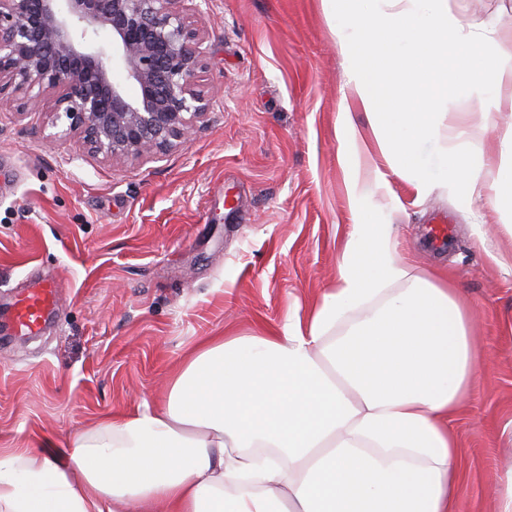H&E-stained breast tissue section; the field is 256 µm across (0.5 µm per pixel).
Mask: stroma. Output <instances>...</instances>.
Segmentation results:
<instances>
[{"instance_id":"1","label":"stroma","mask_w":512,"mask_h":512,"mask_svg":"<svg viewBox=\"0 0 512 512\" xmlns=\"http://www.w3.org/2000/svg\"><path fill=\"white\" fill-rule=\"evenodd\" d=\"M207 33L205 127L176 150L105 163L54 138L49 112L0 103V310L21 283L53 280L61 306L36 336L0 338V448L65 441L162 390L169 367L207 336L305 314L336 282L349 205L336 138L347 68L322 0H195ZM480 33L512 35V0H449ZM477 100L447 104L492 169H512V104L485 124ZM388 173L364 203L395 227L415 274L466 299L480 364L455 419L462 512H494L512 471V215L419 196ZM448 215L454 235L427 230Z\"/></svg>"}]
</instances>
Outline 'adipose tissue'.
I'll return each mask as SVG.
<instances>
[{
  "mask_svg": "<svg viewBox=\"0 0 512 512\" xmlns=\"http://www.w3.org/2000/svg\"><path fill=\"white\" fill-rule=\"evenodd\" d=\"M322 3L348 65L336 130L351 206L376 149L377 179L410 172L420 194L444 180L462 204L511 212L439 107L512 90V37L473 31L448 0ZM392 232L351 225L336 285L305 317L199 340L161 400L0 452V512H462L450 421L476 375L471 319L445 277L412 274Z\"/></svg>",
  "mask_w": 512,
  "mask_h": 512,
  "instance_id": "obj_1",
  "label": "adipose tissue"
}]
</instances>
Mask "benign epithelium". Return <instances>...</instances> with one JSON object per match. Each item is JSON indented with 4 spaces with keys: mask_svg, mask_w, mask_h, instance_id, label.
Listing matches in <instances>:
<instances>
[{
    "mask_svg": "<svg viewBox=\"0 0 512 512\" xmlns=\"http://www.w3.org/2000/svg\"><path fill=\"white\" fill-rule=\"evenodd\" d=\"M197 11L188 0H0V101H50L58 137L105 162L158 158L207 122Z\"/></svg>",
    "mask_w": 512,
    "mask_h": 512,
    "instance_id": "benign-epithelium-1",
    "label": "benign epithelium"
}]
</instances>
